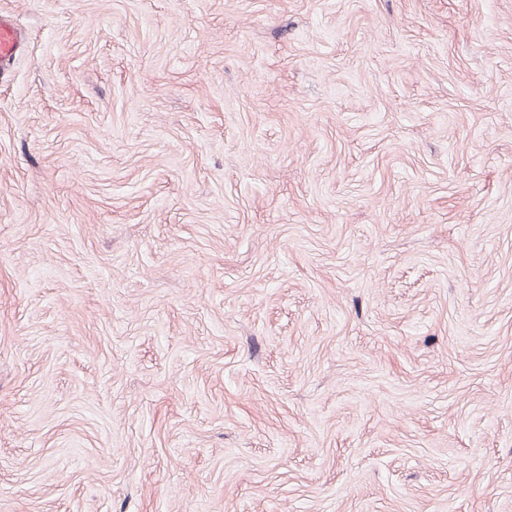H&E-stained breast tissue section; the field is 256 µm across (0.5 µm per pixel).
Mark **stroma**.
<instances>
[{"label": "stroma", "mask_w": 512, "mask_h": 512, "mask_svg": "<svg viewBox=\"0 0 512 512\" xmlns=\"http://www.w3.org/2000/svg\"><path fill=\"white\" fill-rule=\"evenodd\" d=\"M0 13V512H512V0ZM20 44V34L13 22L0 16V62L9 61Z\"/></svg>", "instance_id": "obj_1"}]
</instances>
